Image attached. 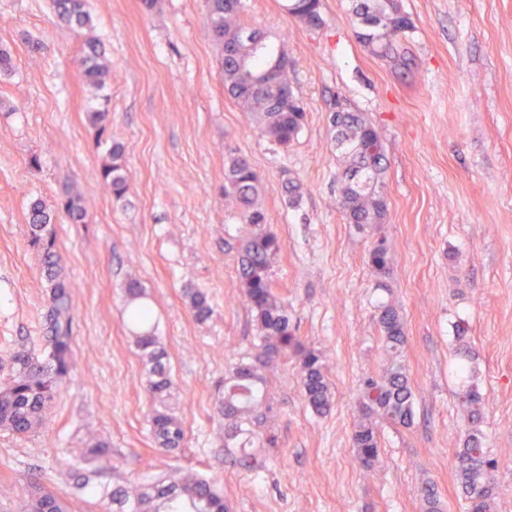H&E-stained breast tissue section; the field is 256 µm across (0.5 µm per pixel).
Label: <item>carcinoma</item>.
Masks as SVG:
<instances>
[{"label":"carcinoma","instance_id":"obj_1","mask_svg":"<svg viewBox=\"0 0 512 512\" xmlns=\"http://www.w3.org/2000/svg\"><path fill=\"white\" fill-rule=\"evenodd\" d=\"M56 18L70 28L91 24L86 0H52ZM207 18L217 40L234 42L236 51L222 56L224 88L243 111L249 113L260 133L282 147L296 141L305 127L306 111L285 103L262 104L252 94L249 81L270 69L273 63L288 58L284 45L276 44L241 20L242 0H207ZM401 11L398 0H364L360 6L361 40L387 52L393 38L409 25L399 26L393 14ZM82 74L85 82L104 87L110 78V66L99 40L90 38L82 48ZM336 149L345 159L341 174L338 204L348 223L359 228L385 222L387 205L378 191L383 177L385 146L379 132L362 112H334L331 117ZM118 145L108 149L107 157L95 172L96 179L115 203L123 202L127 180ZM224 195L231 198L245 223L251 227L241 247L239 288L257 323V352L236 363L224 395L218 402V414L225 420L224 440L238 448L239 464L248 471L262 468L252 451V426L272 412L266 400L265 369L282 359L296 358L304 397L317 414L331 406L330 383L322 351L308 348L296 336V328L272 281V259L283 249L284 241L273 226L266 223L258 207L260 179L247 159H231L224 173ZM63 213L74 224H83L87 209L80 194L66 186L54 206L34 200L28 214V243L40 257L41 283L47 288L49 306L45 315L44 349L39 357L27 352L11 355V373L0 384V428L26 437L47 420L60 383L73 366L72 284L63 273L57 250L54 219ZM367 264L376 277H384L393 265V256L381 240L368 251ZM130 306V322L138 329V348L149 369L146 390L154 403L151 433L156 444L167 451L181 448L185 440L183 423L168 407L173 383L162 359L164 352L155 336L153 311L145 302L146 293L136 280L125 289ZM194 318L204 323L214 309L208 293L201 288L187 292ZM377 324L389 355V362L376 377L363 382L351 442L357 461L372 469L381 453L380 425L407 428L415 417L414 398L406 369L399 361L405 342L404 323L391 304L379 307ZM453 374L457 396L471 429L453 458L467 504V512H492L496 495L497 461L482 448L480 423L483 397L474 379L472 352L465 345L455 351ZM109 442L91 438L73 456V468L82 471L76 489L80 493L100 495L112 505V512H229L224 493L214 481L190 471L171 472L135 489L117 485L112 488L93 482V477L110 466ZM27 512H69L67 501L39 482L27 490ZM420 497L426 512H442L435 488L425 483Z\"/></svg>","mask_w":512,"mask_h":512}]
</instances>
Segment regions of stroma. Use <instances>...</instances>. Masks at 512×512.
<instances>
[{"mask_svg":"<svg viewBox=\"0 0 512 512\" xmlns=\"http://www.w3.org/2000/svg\"><path fill=\"white\" fill-rule=\"evenodd\" d=\"M283 0H243L244 19L284 42L295 94L308 113L298 139L262 136L224 89L205 0H87L89 30L56 24L51 0H0V379L18 350L40 355L47 295L28 245V205L54 202L71 184L86 223L57 217V247L73 286L74 368L45 425L21 439L0 429V512H27L37 480L71 512H103L75 494L72 453L90 435L108 440L104 480L136 485L193 469L224 491L231 512H424L433 483L443 512H463L451 458L469 428L458 411L453 351L466 341L484 399L482 446L498 461L495 512H512V0H400L409 29L382 54L358 37L355 0H321L323 25L303 27ZM98 37L112 82L81 76L86 35ZM107 112L98 135L87 114ZM364 113L385 146L379 185L385 223L359 230L336 205L344 160L330 116ZM114 144L124 149L128 192L115 203L94 175ZM38 156L39 170L29 157ZM261 180L259 206L284 240L272 261L297 334L327 360L332 404L307 405L295 363L266 369L274 435L261 472L224 446L217 403L229 368L253 352L257 328L238 288L249 228L224 198L231 158ZM298 183V197L288 194ZM385 240L384 282L367 265ZM145 288L174 382L170 408L182 448L162 451L149 432L145 360L124 288ZM207 291L215 313L197 322L186 289ZM405 329L401 355L414 402L410 427H383L374 470L350 435L366 378L388 356L380 302ZM465 335H458L457 324Z\"/></svg>","mask_w":512,"mask_h":512,"instance_id":"35a3bbf8","label":"stroma"}]
</instances>
